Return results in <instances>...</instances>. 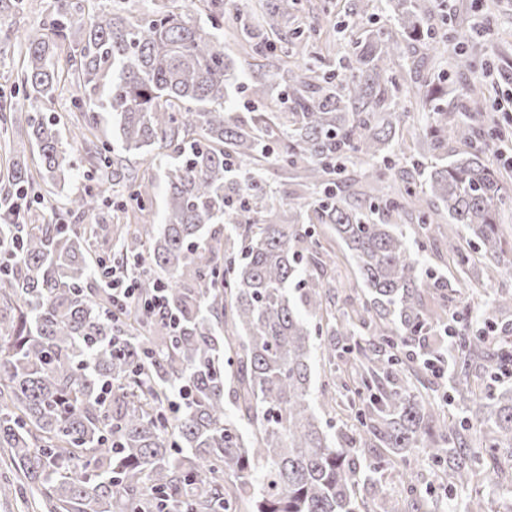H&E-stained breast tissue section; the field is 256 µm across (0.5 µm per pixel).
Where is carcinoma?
<instances>
[{"mask_svg": "<svg viewBox=\"0 0 512 512\" xmlns=\"http://www.w3.org/2000/svg\"><path fill=\"white\" fill-rule=\"evenodd\" d=\"M57 0L38 36L0 37L3 53L22 58L20 81L33 111L25 121L39 159V177L13 150L0 173V454L18 474L34 512H362L359 491L377 496L386 469L406 489L407 512H422L423 491L407 468L421 450L448 477L446 490L480 479L512 484V388L487 381L512 368L509 330L489 347L486 331L450 325L448 376L464 417L435 412L430 396L395 383L405 361L400 347L420 341L442 313L425 308L428 292L448 307L444 276L422 268L393 217L417 214L418 233L431 239L443 220L460 224L480 258L454 239L448 255L487 279L502 273L503 174L488 159V139L503 135L466 79L456 97L432 78L448 60L456 74L472 71L461 50L468 32L439 33L425 24L426 0H388L404 42L336 23L352 56L331 64L294 30L284 45L282 22L297 0H276L250 30L257 46L280 51L288 87L274 94L266 79L251 93L266 108L249 121L226 119L232 67L224 55V0H200L206 24L162 3L137 19L127 3L85 8ZM82 97L71 125L95 167L94 184L66 197V211L84 215L124 183L139 205L153 184L111 158L114 131L124 158L151 147L165 155L166 216L160 226L128 224L113 254L93 255L86 227L26 223L32 191L55 201V187L80 170L63 148L58 123L40 114L62 82V53ZM405 62L411 83L400 82ZM424 92L423 132L432 151L452 139L467 150L443 163L413 161L427 171L425 189L409 172L386 184L396 166L402 101ZM111 124V130L101 124ZM278 133L279 156L307 185L324 186L315 219L331 224L366 289L357 314L382 347L368 353L348 323L336 322L327 272L336 270L309 227L300 203L275 200L258 177ZM371 185L367 204L350 203L331 175ZM229 224L225 233L213 229ZM105 265L135 279L149 298L166 288L165 320L112 309L101 281ZM512 313V292L498 294L483 322ZM353 366L349 404L356 425L336 447L314 414L311 349ZM345 338L336 348V337ZM234 396L235 414L224 406ZM448 512H488L479 497L448 495Z\"/></svg>", "mask_w": 512, "mask_h": 512, "instance_id": "1", "label": "carcinoma"}]
</instances>
